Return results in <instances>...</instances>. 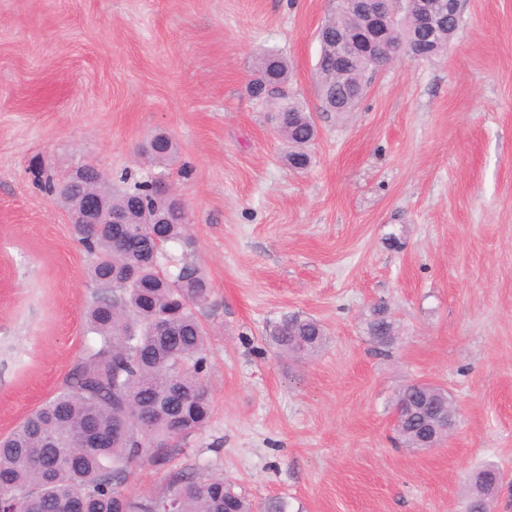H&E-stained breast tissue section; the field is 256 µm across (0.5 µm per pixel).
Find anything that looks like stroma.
<instances>
[{
	"instance_id": "35a3bbf8",
	"label": "stroma",
	"mask_w": 512,
	"mask_h": 512,
	"mask_svg": "<svg viewBox=\"0 0 512 512\" xmlns=\"http://www.w3.org/2000/svg\"><path fill=\"white\" fill-rule=\"evenodd\" d=\"M336 0H0V436L60 388L80 356L87 258L42 192L88 163L140 171L167 132L211 297L213 414L175 464L221 473L256 508L463 512L467 476H503L512 512V0H460L446 51L366 77L343 117L318 96V31ZM288 62L318 137L286 161L256 56ZM385 301L398 339L374 351ZM327 342L295 361L266 340L283 314ZM453 397L437 448L403 447L392 415L412 382Z\"/></svg>"
}]
</instances>
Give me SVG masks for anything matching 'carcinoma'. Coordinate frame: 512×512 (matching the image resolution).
<instances>
[{"label":"carcinoma","instance_id":"cac0c4a2","mask_svg":"<svg viewBox=\"0 0 512 512\" xmlns=\"http://www.w3.org/2000/svg\"><path fill=\"white\" fill-rule=\"evenodd\" d=\"M392 9L397 14L395 38L407 56L420 46L429 58L448 48V32L453 30L448 16L421 32L409 0H395ZM345 32L349 43L361 35L348 0H338L336 12L319 29V39L333 44ZM335 68L336 57L319 54L320 97L327 111L341 116L361 100L355 91L363 85L366 65L353 59L342 80ZM254 75L257 97L267 96L265 85L278 86V129L291 147L288 162L306 168L308 148L318 131L304 104L286 91L287 61L276 53H261ZM141 152L152 166L164 167L175 157L176 147L158 132ZM122 181L126 188L120 192L92 172L69 186L49 176L41 181L45 192L73 212L84 193L99 192L106 208L122 216L123 223L71 225L88 257L86 343L62 387L0 438V512H253V504L223 475L204 476L195 463L170 468L179 443L204 429L211 417L207 332L200 319L210 287L191 258L189 212L176 199L155 193L144 176L126 175ZM170 244L181 245L183 254L168 256L161 276L153 257L156 248ZM366 334L377 351H389L395 326L385 302L374 305ZM269 337L281 353L306 358L319 352L326 332L317 319L291 313L272 326ZM398 395L457 412L447 392L432 384L413 382ZM117 426L123 428V437L89 446L90 435L110 433ZM419 426L415 420L400 433L405 447L423 450ZM144 460L169 469L165 489L149 495L125 492L130 467ZM468 483L467 501L490 512L492 493L485 483L471 477Z\"/></svg>","mask_w":512,"mask_h":512}]
</instances>
